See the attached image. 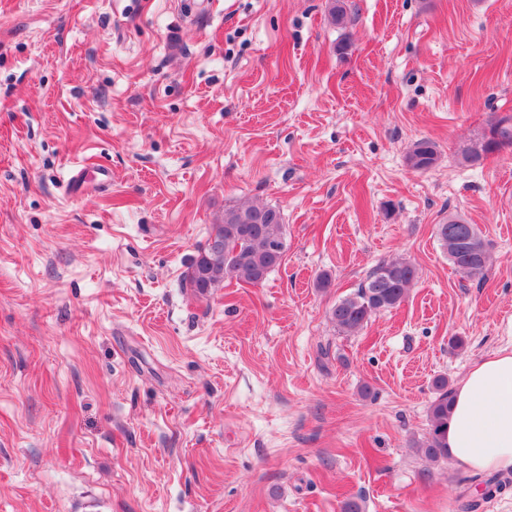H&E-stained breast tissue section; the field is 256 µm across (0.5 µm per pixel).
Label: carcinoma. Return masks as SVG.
<instances>
[{"instance_id":"1","label":"carcinoma","mask_w":512,"mask_h":512,"mask_svg":"<svg viewBox=\"0 0 512 512\" xmlns=\"http://www.w3.org/2000/svg\"><path fill=\"white\" fill-rule=\"evenodd\" d=\"M328 12L334 24L346 27L344 0H328ZM502 145L512 146V117L490 123L488 133L462 153V161L477 165ZM438 159L435 145L428 140L414 143L408 155L409 164L416 170L430 169ZM283 227V213L277 206L252 202L224 209V218L213 225L210 235L220 246L208 243L199 251L184 274L186 287L198 296L223 286L227 280L252 286L264 283L283 258L277 250L287 244ZM436 236L448 260L467 279H485L491 255L477 225L450 216L436 225ZM416 276V267L405 258L379 263L355 293L336 302L331 310L336 327L344 333H356L373 315L399 306ZM435 387L436 396L429 406V432L418 443L419 451L433 462L448 457L446 432L453 398L446 379H438ZM511 483V477L494 474L484 481L485 496L491 497Z\"/></svg>"}]
</instances>
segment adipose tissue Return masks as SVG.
I'll use <instances>...</instances> for the list:
<instances>
[{"instance_id":"adipose-tissue-1","label":"adipose tissue","mask_w":512,"mask_h":512,"mask_svg":"<svg viewBox=\"0 0 512 512\" xmlns=\"http://www.w3.org/2000/svg\"><path fill=\"white\" fill-rule=\"evenodd\" d=\"M448 454L477 472L512 470V350L476 363L455 392Z\"/></svg>"}]
</instances>
